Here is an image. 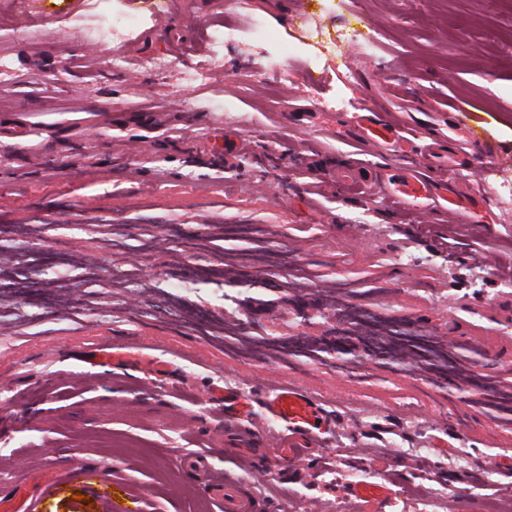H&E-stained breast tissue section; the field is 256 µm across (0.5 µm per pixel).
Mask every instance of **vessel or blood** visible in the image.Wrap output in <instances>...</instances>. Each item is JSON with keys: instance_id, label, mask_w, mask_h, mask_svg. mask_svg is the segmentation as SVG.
<instances>
[{"instance_id": "b4317fda", "label": "vessel or blood", "mask_w": 512, "mask_h": 512, "mask_svg": "<svg viewBox=\"0 0 512 512\" xmlns=\"http://www.w3.org/2000/svg\"><path fill=\"white\" fill-rule=\"evenodd\" d=\"M382 183L387 195L402 205L417 207L437 197L451 205L457 202L454 193L436 189L412 168L386 174ZM212 396L224 400L239 419H252V404L245 393L218 388ZM264 414L277 430L274 453L279 460L295 461L306 457L317 445V431L326 423L318 399L295 385L279 386L268 392L264 400ZM191 463L205 477L223 512H255L252 494L240 486L224 483L220 476L212 473L207 455H196Z\"/></svg>"}]
</instances>
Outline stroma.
<instances>
[{"label": "stroma", "mask_w": 512, "mask_h": 512, "mask_svg": "<svg viewBox=\"0 0 512 512\" xmlns=\"http://www.w3.org/2000/svg\"><path fill=\"white\" fill-rule=\"evenodd\" d=\"M122 0L137 29L102 41L95 0H0V224L68 222L49 240L87 263L80 225L267 224L288 250L319 252L339 276L380 288L388 310L458 327L485 373L512 367V5L491 0ZM269 32L253 33L255 18ZM371 24L374 54L338 30ZM230 28L223 49L213 30ZM123 64L113 68V53ZM172 66L156 69L157 59ZM199 70L202 81L182 74ZM350 101L327 110L325 98ZM400 141L368 140L361 119ZM474 131L449 139V122ZM456 157L448 170L433 153ZM490 161L484 170L482 161ZM408 167L475 208L418 209L340 180ZM457 279H450L449 270ZM144 297L74 316L47 300L39 320L0 327V501L55 494L43 512H220L183 456L207 452L258 512H512V430L404 373L353 378L295 360L245 359L162 315ZM118 353L109 366L89 354ZM315 393L330 423L299 463L273 457L267 391ZM252 396L248 466L213 386ZM112 472L110 503L83 476ZM386 483L360 502L355 480Z\"/></svg>", "instance_id": "35a3bbf8"}]
</instances>
